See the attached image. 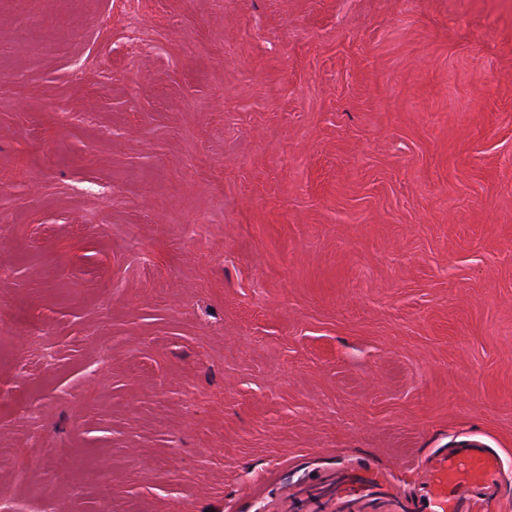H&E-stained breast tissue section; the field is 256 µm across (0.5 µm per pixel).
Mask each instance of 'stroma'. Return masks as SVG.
Wrapping results in <instances>:
<instances>
[{
	"mask_svg": "<svg viewBox=\"0 0 512 512\" xmlns=\"http://www.w3.org/2000/svg\"><path fill=\"white\" fill-rule=\"evenodd\" d=\"M472 440L512 512V0H0L18 512H280Z\"/></svg>",
	"mask_w": 512,
	"mask_h": 512,
	"instance_id": "obj_1",
	"label": "stroma"
}]
</instances>
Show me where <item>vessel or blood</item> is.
<instances>
[{"instance_id": "obj_1", "label": "vessel or blood", "mask_w": 512, "mask_h": 512, "mask_svg": "<svg viewBox=\"0 0 512 512\" xmlns=\"http://www.w3.org/2000/svg\"><path fill=\"white\" fill-rule=\"evenodd\" d=\"M504 478L500 454L470 442L435 450L420 462L413 491L380 482L371 466L336 486L333 512H479L496 497Z\"/></svg>"}]
</instances>
